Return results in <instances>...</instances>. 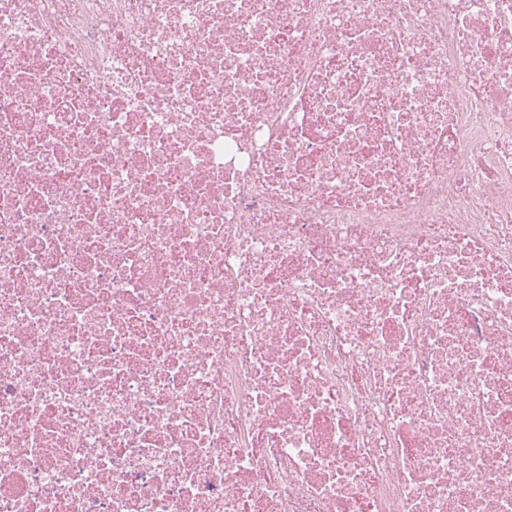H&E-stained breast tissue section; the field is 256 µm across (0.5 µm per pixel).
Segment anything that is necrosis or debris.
<instances>
[{"instance_id": "1", "label": "necrosis or debris", "mask_w": 512, "mask_h": 512, "mask_svg": "<svg viewBox=\"0 0 512 512\" xmlns=\"http://www.w3.org/2000/svg\"><path fill=\"white\" fill-rule=\"evenodd\" d=\"M0 512H512V0H0Z\"/></svg>"}]
</instances>
